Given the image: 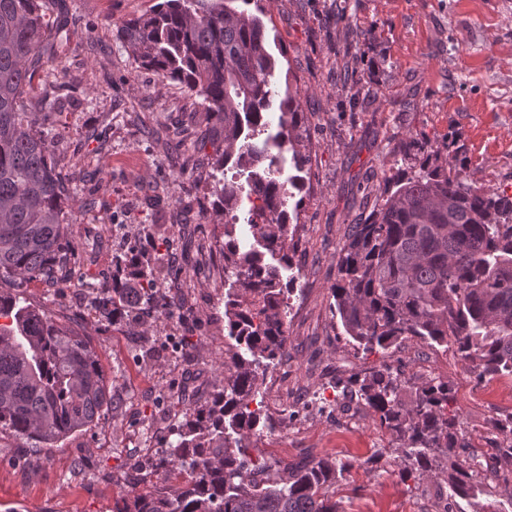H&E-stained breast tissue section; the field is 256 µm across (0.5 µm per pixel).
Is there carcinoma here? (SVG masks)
<instances>
[{
    "instance_id": "1",
    "label": "carcinoma",
    "mask_w": 512,
    "mask_h": 512,
    "mask_svg": "<svg viewBox=\"0 0 512 512\" xmlns=\"http://www.w3.org/2000/svg\"><path fill=\"white\" fill-rule=\"evenodd\" d=\"M236 0H159L122 21L117 38L134 63L201 98L202 134L213 154L207 178L224 214V386L198 399L168 429L145 468L152 488L116 512H340L330 489L350 469L331 457L251 460V439L273 428L262 402L269 369L286 356L296 229L288 199L302 192L309 155L297 96L273 84L278 61L260 13ZM52 36L45 0H0V282L71 287L64 249L68 188L54 164L55 142L38 129L45 107L35 77ZM291 153L297 174L278 178ZM456 137L409 141L410 164L391 170L368 217L352 225L331 286L343 339L364 354L415 341L452 345L478 381L512 377V194L467 176ZM246 183L228 182L224 169ZM160 259L138 251L126 268L135 286L112 284V317L160 321L184 308L177 276L162 288ZM401 441L399 476L447 487L444 512L481 497L472 512L512 505V414L493 423V453L468 452L446 382L418 386L383 363L338 378ZM108 406L98 359L86 340L54 322L21 293H0V431L51 449L99 425Z\"/></svg>"
}]
</instances>
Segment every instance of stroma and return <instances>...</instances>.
Here are the masks:
<instances>
[{
	"mask_svg": "<svg viewBox=\"0 0 512 512\" xmlns=\"http://www.w3.org/2000/svg\"><path fill=\"white\" fill-rule=\"evenodd\" d=\"M155 2L56 0L50 15L69 31L49 42L64 74L44 77L39 91L54 102L45 126L71 195L73 285L34 281L22 294L86 336L111 403L105 426L49 451L0 433V512H113L129 474L187 407L183 386L204 398L224 384L222 227L204 166L212 148L200 139V100L138 68L115 37L117 24ZM266 8L271 51L289 63L276 81L300 93L311 163L295 235L288 358L264 395L275 429L254 438L250 453L351 463L336 486L343 512H443L436 482H401L394 438L364 408L303 404L335 399L336 377L386 362L416 384L448 382V412L477 452L491 446L493 419L512 413V378L477 383L455 351L408 341L355 354L339 336L330 295L349 224L371 213L384 170L409 140L459 134L474 182L512 185V0H268ZM338 14L342 23L324 25ZM365 29L376 38L356 82L344 84L337 63ZM136 241L183 264L186 313L142 325L96 311V295L126 280L116 259Z\"/></svg>",
	"mask_w": 512,
	"mask_h": 512,
	"instance_id": "stroma-1",
	"label": "stroma"
}]
</instances>
